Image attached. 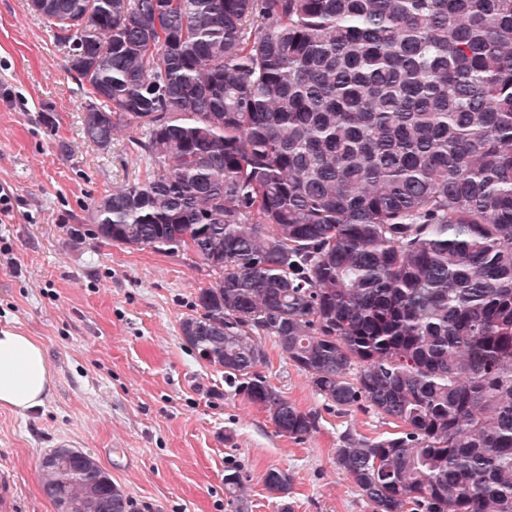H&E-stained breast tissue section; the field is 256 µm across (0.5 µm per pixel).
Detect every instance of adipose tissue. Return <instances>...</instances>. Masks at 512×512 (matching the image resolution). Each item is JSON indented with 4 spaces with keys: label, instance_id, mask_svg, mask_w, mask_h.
<instances>
[{
    "label": "adipose tissue",
    "instance_id": "ef3b65f1",
    "mask_svg": "<svg viewBox=\"0 0 512 512\" xmlns=\"http://www.w3.org/2000/svg\"><path fill=\"white\" fill-rule=\"evenodd\" d=\"M54 386L40 342L16 328L0 327V408L19 413L38 409Z\"/></svg>",
    "mask_w": 512,
    "mask_h": 512
}]
</instances>
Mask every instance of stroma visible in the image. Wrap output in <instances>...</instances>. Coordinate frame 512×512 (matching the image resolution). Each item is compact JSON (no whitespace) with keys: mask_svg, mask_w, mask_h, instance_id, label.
Listing matches in <instances>:
<instances>
[{"mask_svg":"<svg viewBox=\"0 0 512 512\" xmlns=\"http://www.w3.org/2000/svg\"><path fill=\"white\" fill-rule=\"evenodd\" d=\"M84 91L67 50L28 0H0V326L43 346L55 375L44 407L0 409V472L20 512H55L38 463L67 444L93 456L121 486L131 512H234L224 474L240 469L245 512H371L332 458L348 429L394 432L372 411L325 406L308 376L274 342L262 346L268 381L288 403L321 415L313 435L276 432L266 411L225 393L224 375L183 339L181 322L209 279L192 254L94 238L93 204L142 178L128 131L108 150L83 134ZM287 471L286 498L263 476Z\"/></svg>","mask_w":512,"mask_h":512,"instance_id":"obj_1","label":"stroma"}]
</instances>
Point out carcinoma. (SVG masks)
<instances>
[{
	"label": "carcinoma",
	"mask_w": 512,
	"mask_h": 512,
	"mask_svg": "<svg viewBox=\"0 0 512 512\" xmlns=\"http://www.w3.org/2000/svg\"><path fill=\"white\" fill-rule=\"evenodd\" d=\"M29 7L97 105L88 142L123 126L147 160L94 235L195 256L181 331L227 387L316 432L259 371L273 338L327 406L399 428L335 450L371 512H512V0ZM40 471L57 512H129L80 450ZM224 489L243 499L239 469Z\"/></svg>",
	"instance_id": "obj_1"
}]
</instances>
